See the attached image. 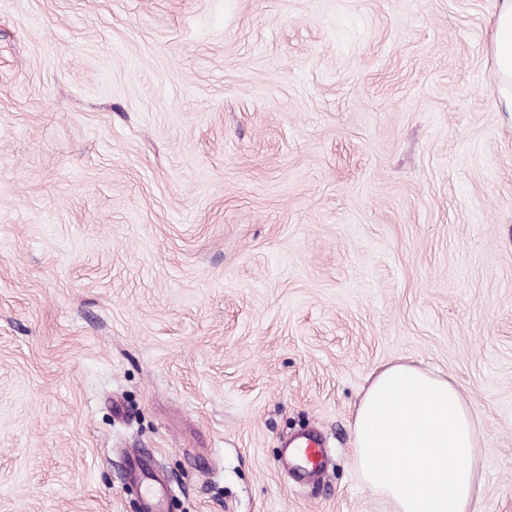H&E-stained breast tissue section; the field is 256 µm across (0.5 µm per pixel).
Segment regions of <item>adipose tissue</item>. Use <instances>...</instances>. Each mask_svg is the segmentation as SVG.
I'll list each match as a JSON object with an SVG mask.
<instances>
[{
    "mask_svg": "<svg viewBox=\"0 0 512 512\" xmlns=\"http://www.w3.org/2000/svg\"><path fill=\"white\" fill-rule=\"evenodd\" d=\"M492 59L499 104L512 112V0H496ZM477 427L453 380L409 362L385 364L369 375L353 413L355 468L392 512H473Z\"/></svg>",
    "mask_w": 512,
    "mask_h": 512,
    "instance_id": "1",
    "label": "adipose tissue"
}]
</instances>
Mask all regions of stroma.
Wrapping results in <instances>:
<instances>
[{
    "instance_id": "1",
    "label": "stroma",
    "mask_w": 512,
    "mask_h": 512,
    "mask_svg": "<svg viewBox=\"0 0 512 512\" xmlns=\"http://www.w3.org/2000/svg\"><path fill=\"white\" fill-rule=\"evenodd\" d=\"M495 0H0V512H391L352 413L397 360L512 512V112ZM323 432L294 480L281 443ZM492 59L499 81V104L512 112V0H496ZM125 479L136 491L142 512H169L171 487L149 453L135 450L128 453Z\"/></svg>"
}]
</instances>
